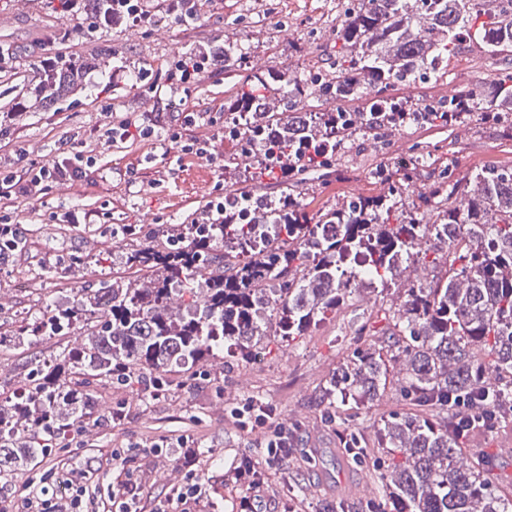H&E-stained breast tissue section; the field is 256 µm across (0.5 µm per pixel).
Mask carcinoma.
Wrapping results in <instances>:
<instances>
[{"mask_svg": "<svg viewBox=\"0 0 512 512\" xmlns=\"http://www.w3.org/2000/svg\"><path fill=\"white\" fill-rule=\"evenodd\" d=\"M502 0H358L337 26L342 56L325 74L247 68L244 84L224 106L225 128L263 153L237 163L277 175L285 186L273 200L250 197L247 212L222 224L173 232L163 248L132 251L129 267L149 280L82 288L69 305H50L0 345L77 328L55 363L36 369L17 396L0 401V472L43 457L57 441L89 422L110 420L91 392L93 381L144 379L163 389L168 374L188 371L224 346L249 361L269 336L289 343L364 292L395 285L392 327L354 350L323 387L330 408L371 403L397 385L422 409L393 414L378 428L386 469L371 471L383 512H512V496L486 477L488 461L463 457L462 424L444 412L466 403L499 424L512 412V171L486 169L456 178L444 169L418 200L387 195L336 203L315 215L299 193L286 190L308 167L330 165L361 133L383 135L419 120L454 123L467 115L499 120L512 112V9ZM97 27H112L109 0H81ZM503 56L504 67L485 94L455 91L424 106L388 94L422 71L438 79L464 41ZM194 53L248 61L234 41L199 45ZM93 56H61L36 67L30 95L50 108L95 89ZM325 95L342 105L310 112L305 101ZM424 162L394 163L406 183ZM272 238L256 247V223ZM443 273L429 281L402 276L405 266ZM176 292L194 309L172 312Z\"/></svg>", "mask_w": 512, "mask_h": 512, "instance_id": "1", "label": "carcinoma"}]
</instances>
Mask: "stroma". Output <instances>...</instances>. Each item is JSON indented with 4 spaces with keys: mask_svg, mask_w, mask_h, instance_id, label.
Masks as SVG:
<instances>
[{
    "mask_svg": "<svg viewBox=\"0 0 512 512\" xmlns=\"http://www.w3.org/2000/svg\"><path fill=\"white\" fill-rule=\"evenodd\" d=\"M345 2L202 0L199 18L190 22L165 20L148 29L92 31L85 15L61 14L57 0H0V15L8 19L0 24V46L12 52L9 67L0 70V112L14 111L23 101L33 69L46 52L110 51L102 76L108 91L99 96L79 93L51 110L22 113L16 125L0 134V166L19 170L65 157L73 141L93 136L108 107L138 123L153 119L155 128L146 142L95 141L96 171L80 179V194H70L63 186L19 207L16 219L26 245L0 259V334L12 335L46 305L73 302L81 287L130 277L126 255L132 248L166 245L165 227L201 221L214 197L243 190L275 196L276 180L234 165L244 142L224 133V102L241 87L243 72L218 63L188 89L172 83L168 75L190 46L224 39L243 44L269 70L326 67L336 59V29ZM500 65L499 57L477 55L465 43L446 78L402 82L392 93L419 105L455 90H483L497 78ZM143 70L154 82L147 97L134 83L135 73ZM188 111L211 135L205 157L184 156L171 140ZM417 153L448 158L459 176L484 167L511 169L512 131L473 120L455 125L436 121L388 133L378 143L359 138L338 168L306 173L299 187L302 203L314 214L343 199L386 192L389 185L375 177L374 168L392 167L396 158ZM73 209L84 214V223H62V215ZM86 256L90 264L69 267V258ZM388 306L381 297H362L291 345L271 340L260 359L249 362L221 352L194 373L170 374L159 393L145 389L135 395L110 383H94L99 410L123 404L120 423L87 426L79 442L62 440L51 455L1 473L0 497L15 504L25 490L55 494L65 473L88 471L92 477L87 494L100 512L110 505L112 473L121 470L142 489L151 512L164 507L174 486L193 479L201 483L203 494L188 502L189 512H237L240 492L230 484L229 471L243 455L261 456L262 436L239 429L231 414L244 404L262 402L276 407L277 421L294 429L298 447L313 458L273 473L258 512H285V483L310 499L315 512L337 502L345 504L346 512H361L365 471L344 453V431L374 439L381 419L412 411L413 406L394 388L380 401L336 412L327 409L321 394L339 361L366 344L358 325L385 328ZM73 341V335L63 333L0 350V396L16 394L35 367L50 364ZM464 446L487 458L492 483L512 492L511 419L491 433L473 431ZM188 447L198 459L191 470L183 464Z\"/></svg>",
    "mask_w": 512,
    "mask_h": 512,
    "instance_id": "stroma-1",
    "label": "stroma"
}]
</instances>
